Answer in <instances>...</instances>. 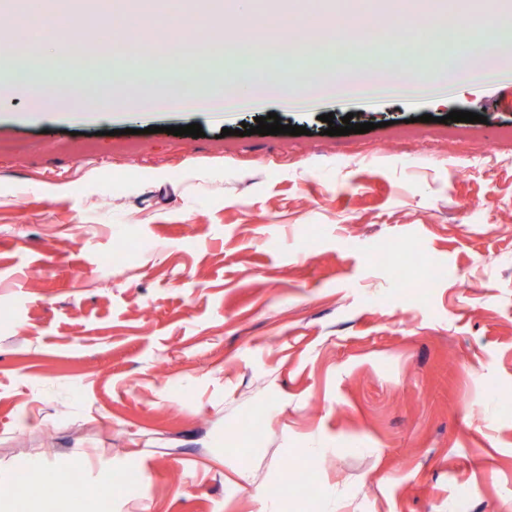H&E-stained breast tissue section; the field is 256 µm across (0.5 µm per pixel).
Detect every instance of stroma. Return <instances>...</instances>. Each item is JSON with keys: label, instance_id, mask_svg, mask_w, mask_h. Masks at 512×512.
Segmentation results:
<instances>
[{"label": "stroma", "instance_id": "obj_1", "mask_svg": "<svg viewBox=\"0 0 512 512\" xmlns=\"http://www.w3.org/2000/svg\"><path fill=\"white\" fill-rule=\"evenodd\" d=\"M400 3L430 21L294 8ZM82 81L85 120L0 108V481L89 494L0 512H264L290 462L280 512H512V78L112 113ZM271 112L306 134L238 135Z\"/></svg>", "mask_w": 512, "mask_h": 512}]
</instances>
